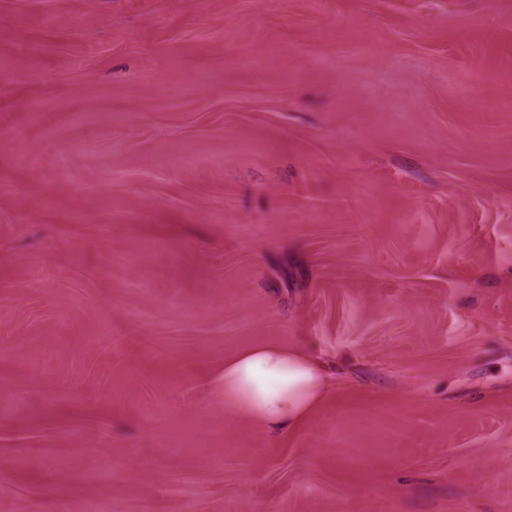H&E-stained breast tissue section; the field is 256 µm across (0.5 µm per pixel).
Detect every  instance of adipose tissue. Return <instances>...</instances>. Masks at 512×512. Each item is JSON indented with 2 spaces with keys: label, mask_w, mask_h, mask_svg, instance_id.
Returning <instances> with one entry per match:
<instances>
[{
  "label": "adipose tissue",
  "mask_w": 512,
  "mask_h": 512,
  "mask_svg": "<svg viewBox=\"0 0 512 512\" xmlns=\"http://www.w3.org/2000/svg\"><path fill=\"white\" fill-rule=\"evenodd\" d=\"M223 382L226 415L280 431L296 427L317 409L331 379L310 354L264 344L225 360Z\"/></svg>",
  "instance_id": "1"
}]
</instances>
